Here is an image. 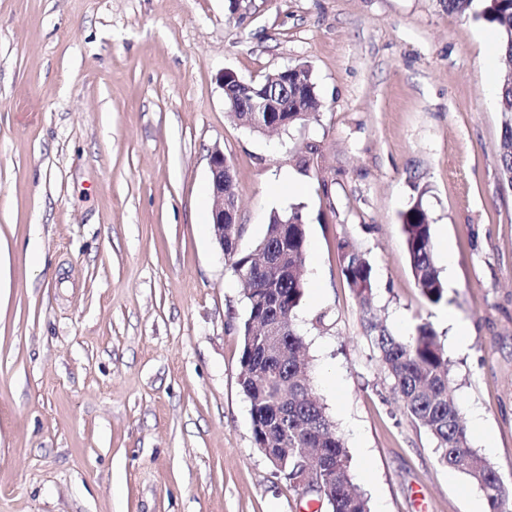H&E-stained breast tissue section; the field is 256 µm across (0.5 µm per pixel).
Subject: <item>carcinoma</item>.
<instances>
[{
    "label": "carcinoma",
    "mask_w": 512,
    "mask_h": 512,
    "mask_svg": "<svg viewBox=\"0 0 512 512\" xmlns=\"http://www.w3.org/2000/svg\"><path fill=\"white\" fill-rule=\"evenodd\" d=\"M440 4L463 20L492 25L500 41V60L512 70V0H440ZM288 81V109L307 113L317 108L309 66L292 67ZM269 82L267 77L248 89L236 86L232 94H224L227 117L246 125L245 113L232 111L231 100H246ZM497 107L502 129L496 153L502 178L512 185V74L497 90ZM401 226L420 294L432 305L447 301V285L436 265L432 224L422 199L401 214ZM224 260L250 291L241 327L240 363L254 442L264 448L288 449V457L274 469L296 487L302 464L309 455H318L321 472L306 494L327 512H371L367 498L352 482L342 439L311 395L306 345L295 330L307 260V227L301 210L272 211L263 238L250 250L240 247L237 225H224ZM338 261L364 313V331L375 362L387 374L406 415L433 438L440 461L483 492L487 512H512V499L502 489L497 470L470 447L468 428L451 387L448 358L431 324H418L415 334L406 339L393 335L372 309L379 281L367 254L342 239Z\"/></svg>",
    "instance_id": "carcinoma-1"
}]
</instances>
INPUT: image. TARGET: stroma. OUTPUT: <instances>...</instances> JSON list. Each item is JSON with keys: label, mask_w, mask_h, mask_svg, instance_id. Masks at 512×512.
Instances as JSON below:
<instances>
[{"label": "stroma", "mask_w": 512, "mask_h": 512, "mask_svg": "<svg viewBox=\"0 0 512 512\" xmlns=\"http://www.w3.org/2000/svg\"><path fill=\"white\" fill-rule=\"evenodd\" d=\"M232 4L0 0V512H303L239 384L247 301L209 224L215 147L242 249L271 211L305 218L295 324L371 512H484L377 366L337 244L369 256L395 335L432 325L463 414L481 413L471 446L512 496V187L491 29L439 0ZM302 63L317 112L267 134L228 119L224 71L249 83ZM284 172L301 195L273 193ZM418 199L450 276L442 305L416 288L401 229Z\"/></svg>", "instance_id": "1"}]
</instances>
